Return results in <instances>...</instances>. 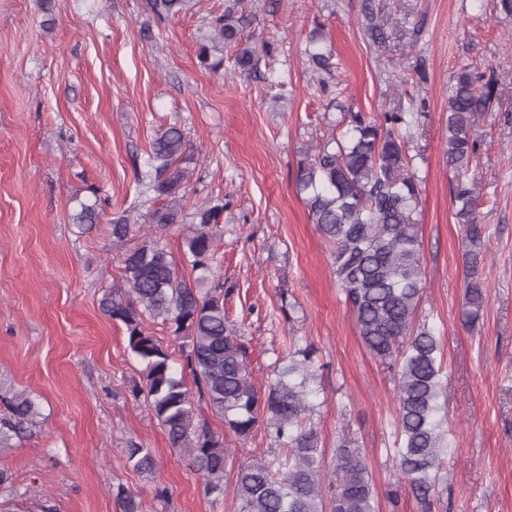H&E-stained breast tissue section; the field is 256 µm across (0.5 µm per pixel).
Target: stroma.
<instances>
[{"label": "stroma", "mask_w": 512, "mask_h": 512, "mask_svg": "<svg viewBox=\"0 0 512 512\" xmlns=\"http://www.w3.org/2000/svg\"><path fill=\"white\" fill-rule=\"evenodd\" d=\"M372 2L387 40L368 36ZM244 35L269 43L256 72L205 68L200 46L228 6ZM321 27L331 71L306 40ZM492 81L477 113L470 176L486 235L483 317L464 326L462 227L445 155L448 88L461 69ZM405 111L420 182L417 320L439 337L448 439L430 506L399 483L394 371L359 337L331 269V245L297 195L305 151L351 114ZM177 124L197 158L185 213L220 200L217 258L224 307L257 383L276 359L308 349L321 405L310 422L325 468L341 441L360 450L378 512H512V10L502 0H189L161 20L147 0H0V386L27 391L35 433L0 452L13 486L0 512H240L232 492L205 495L133 388L141 367L122 325L99 309L121 282L113 216L146 214L136 168L158 129ZM97 190L99 224H72ZM150 448L155 475L135 472L129 442ZM281 453L266 422L238 442L228 474Z\"/></svg>", "instance_id": "1"}]
</instances>
